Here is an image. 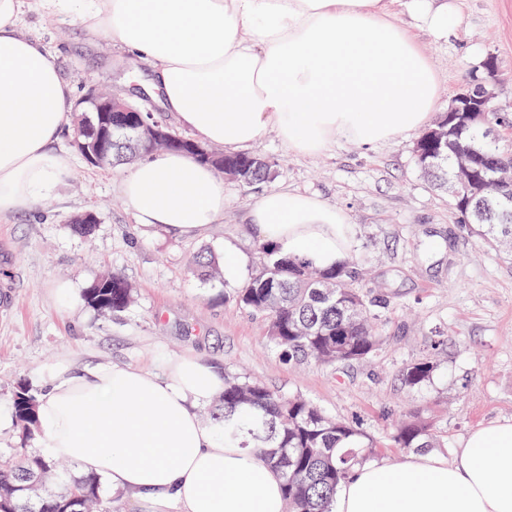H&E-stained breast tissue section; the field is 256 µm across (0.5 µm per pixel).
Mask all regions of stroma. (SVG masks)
I'll return each instance as SVG.
<instances>
[{
	"label": "stroma",
	"mask_w": 512,
	"mask_h": 512,
	"mask_svg": "<svg viewBox=\"0 0 512 512\" xmlns=\"http://www.w3.org/2000/svg\"><path fill=\"white\" fill-rule=\"evenodd\" d=\"M460 28L445 39L416 29L439 79L438 111L486 56L498 59L495 105L512 113V0H455ZM21 29L53 53L76 97L104 87L173 134L186 131L159 96L141 87L149 69L136 64L107 36L88 39L65 16H25ZM75 125L57 146L71 158L67 184L32 211L0 218V456L23 440L12 397L19 381L40 389L52 369L101 362L159 369L169 358L193 354L224 373L256 379L282 394L301 396L333 417L359 418L374 434L409 407L435 414L445 436L441 456L452 458L474 430L512 422V256L488 249L448 206L447 194L423 178L413 155L418 132L371 148L339 140L313 155L298 153L269 132L248 154L271 168L270 188L288 187L342 208L349 222V253L365 275L358 288L387 300L383 344L366 362L329 370L282 360L262 317L234 301L258 269V240L249 212L262 194L224 182V212L197 235H177L137 224L119 185L124 168H92L77 152ZM95 212L92 237L70 229L71 219ZM238 259L234 278L205 281L200 257L223 264ZM116 271L134 287L129 310L101 313L85 289ZM70 285L78 302L57 295ZM434 356L430 383L409 389L402 367Z\"/></svg>",
	"instance_id": "1"
}]
</instances>
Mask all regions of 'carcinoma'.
Wrapping results in <instances>:
<instances>
[{
    "label": "carcinoma",
    "instance_id": "cac0c4a2",
    "mask_svg": "<svg viewBox=\"0 0 512 512\" xmlns=\"http://www.w3.org/2000/svg\"><path fill=\"white\" fill-rule=\"evenodd\" d=\"M448 125V147L437 145L431 130L416 141L413 154L427 180L451 187V209L491 248L512 246V190L497 182L498 170L512 165V150L491 149L484 126L512 128V113L491 110L485 119L450 118L441 112L432 127ZM202 162L252 188L270 179V166L247 154H226ZM260 269L238 289L235 301L267 322L270 343L290 363L329 368L371 357L382 343L380 327L387 302L354 287L358 264L348 258L331 270L259 245ZM87 304L121 313L134 303V289L119 274L104 275L86 288ZM437 365L422 358L401 370L404 386L418 389L433 379ZM37 392L20 383L13 393L16 425L25 437L38 433ZM224 443L265 456L283 478L287 512H332L340 485L366 465L379 447L402 453L442 448L445 436L435 418L401 412L382 438L368 433L357 418L327 415L314 403L286 397L264 384L224 375L222 408L213 414ZM15 462L0 473V512H112L95 475L64 480L55 463L30 448L14 449Z\"/></svg>",
    "mask_w": 512,
    "mask_h": 512
}]
</instances>
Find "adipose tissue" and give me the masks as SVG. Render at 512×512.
<instances>
[{"instance_id":"adipose-tissue-1","label":"adipose tissue","mask_w":512,"mask_h":512,"mask_svg":"<svg viewBox=\"0 0 512 512\" xmlns=\"http://www.w3.org/2000/svg\"><path fill=\"white\" fill-rule=\"evenodd\" d=\"M399 0H0V216L34 207L68 179L56 142L74 90L34 38L27 14H67L151 63L150 86L201 143L229 149L277 130L313 155L339 139L364 146L423 127L439 81L397 18ZM435 38L460 23L451 0H406ZM121 194L138 224L182 235L224 211V180L179 153L132 166ZM257 237L329 268L347 254L345 212L286 188L250 212ZM224 377L193 357L156 374L98 363L53 369L38 398L46 455L108 480L139 512H284L280 475L225 444L197 407ZM333 512H512V422L473 432L454 459L417 454L368 464L342 484Z\"/></svg>"}]
</instances>
